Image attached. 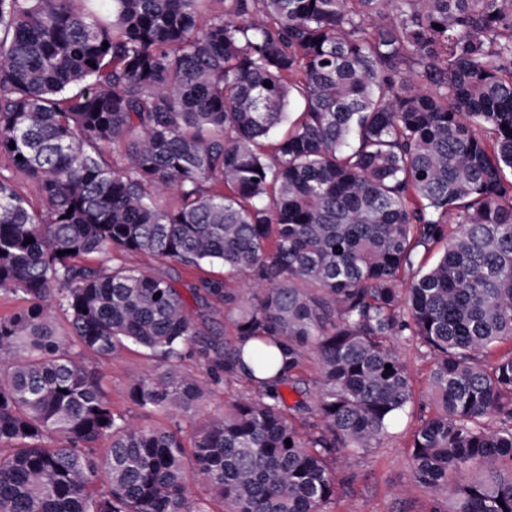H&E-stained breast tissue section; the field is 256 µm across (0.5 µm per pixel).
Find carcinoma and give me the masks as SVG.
Wrapping results in <instances>:
<instances>
[{"label":"carcinoma","instance_id":"1","mask_svg":"<svg viewBox=\"0 0 512 512\" xmlns=\"http://www.w3.org/2000/svg\"><path fill=\"white\" fill-rule=\"evenodd\" d=\"M92 2L0 0V292L26 299L0 317V512H212L193 482L327 512L414 402L395 338L431 359L413 482L482 468L452 512H512V0ZM106 252L224 279L76 262ZM129 343L158 362L129 373L142 411L246 385L190 469L81 361ZM80 263L89 267H112L123 265L155 273L159 276L174 280L177 288H189L192 285H200L207 278L224 277V268L220 266H203L201 268L185 267L175 262L159 259L155 256L134 253L120 254H91L82 257Z\"/></svg>","mask_w":512,"mask_h":512}]
</instances>
